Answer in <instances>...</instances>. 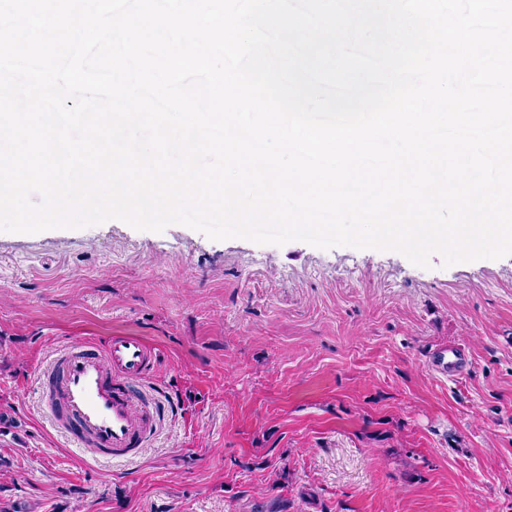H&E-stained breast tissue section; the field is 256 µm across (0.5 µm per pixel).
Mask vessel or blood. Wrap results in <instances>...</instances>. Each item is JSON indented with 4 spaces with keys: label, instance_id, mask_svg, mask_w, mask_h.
<instances>
[{
    "label": "vessel or blood",
    "instance_id": "1",
    "mask_svg": "<svg viewBox=\"0 0 512 512\" xmlns=\"http://www.w3.org/2000/svg\"><path fill=\"white\" fill-rule=\"evenodd\" d=\"M158 354L136 336L63 345L41 371L43 407L53 426L93 459L137 457L157 431L155 394L142 390Z\"/></svg>",
    "mask_w": 512,
    "mask_h": 512
}]
</instances>
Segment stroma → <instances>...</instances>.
<instances>
[{
    "mask_svg": "<svg viewBox=\"0 0 512 512\" xmlns=\"http://www.w3.org/2000/svg\"><path fill=\"white\" fill-rule=\"evenodd\" d=\"M115 336L158 350L163 404L138 458L103 463L53 428L38 377ZM457 347L466 370L438 373ZM0 507L512 512V255L0 232Z\"/></svg>",
    "mask_w": 512,
    "mask_h": 512,
    "instance_id": "stroma-1",
    "label": "stroma"
}]
</instances>
